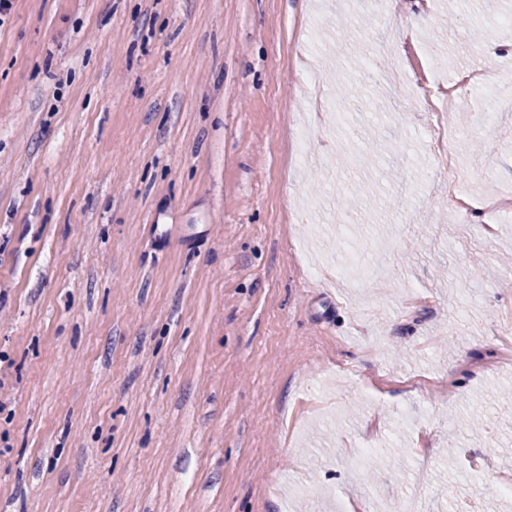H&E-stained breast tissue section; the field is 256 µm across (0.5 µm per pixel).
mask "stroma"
I'll use <instances>...</instances> for the list:
<instances>
[{
  "mask_svg": "<svg viewBox=\"0 0 512 512\" xmlns=\"http://www.w3.org/2000/svg\"><path fill=\"white\" fill-rule=\"evenodd\" d=\"M509 48L512 0H13L0 512H512V209L448 198L512 195Z\"/></svg>",
  "mask_w": 512,
  "mask_h": 512,
  "instance_id": "35a3bbf8",
  "label": "stroma"
}]
</instances>
